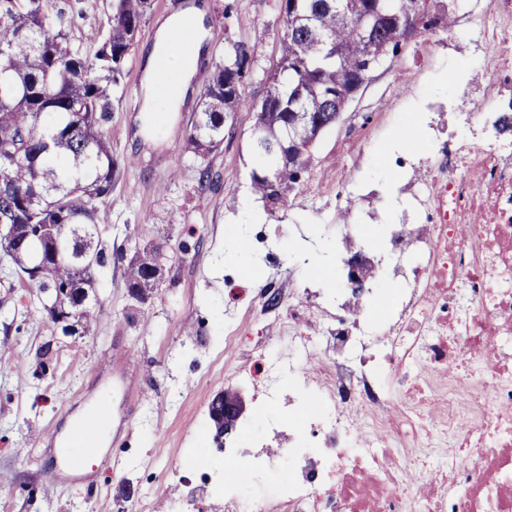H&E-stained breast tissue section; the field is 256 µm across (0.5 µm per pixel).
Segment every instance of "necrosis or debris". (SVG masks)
Masks as SVG:
<instances>
[{
	"mask_svg": "<svg viewBox=\"0 0 512 512\" xmlns=\"http://www.w3.org/2000/svg\"><path fill=\"white\" fill-rule=\"evenodd\" d=\"M467 35L484 78L460 85L448 118L472 139L439 142L431 182L405 183L413 208L386 229L389 263L347 233L339 277L359 255L365 285L339 286L332 311L299 292L287 354L239 366L226 337L232 378L289 414L266 417L256 447L226 436L223 468L180 459L206 480L251 459L224 512H512V146L498 127L512 110V0H490ZM382 279L406 290L395 309L372 306ZM284 465L288 482L259 489Z\"/></svg>",
	"mask_w": 512,
	"mask_h": 512,
	"instance_id": "1",
	"label": "necrosis or debris"
}]
</instances>
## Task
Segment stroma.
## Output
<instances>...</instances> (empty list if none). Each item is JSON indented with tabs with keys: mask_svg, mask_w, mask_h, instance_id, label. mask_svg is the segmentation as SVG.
<instances>
[{
	"mask_svg": "<svg viewBox=\"0 0 512 512\" xmlns=\"http://www.w3.org/2000/svg\"><path fill=\"white\" fill-rule=\"evenodd\" d=\"M74 5L80 17L71 34L94 55L93 33L111 24L110 0ZM192 6L207 19L200 75L228 41L245 42L253 74L244 94L257 101L279 60L283 29L276 0H152L103 126L113 154L128 166L98 211L107 262L89 293L97 314L86 333L67 336L48 323L34 290L0 258V512H171L185 494L179 459L189 452L206 455L209 403L235 385L224 371L225 325L248 324L250 335L278 343L285 324L268 304L269 290L284 295L295 283L324 285L291 260L289 246L303 244L313 255L335 246L346 225L360 223L359 197L372 191L383 195L378 223H395L409 200L398 193L389 166L424 161L434 152L430 139L409 141L403 151L396 146L401 131L429 121L430 104L447 103L461 76L457 55L422 33L373 74L315 146L287 208L267 216L265 249L247 254L259 283L238 294L240 264L229 257L227 243L251 231L250 211L264 209L250 188L251 112H238L220 149L200 159L186 148L204 89L200 76L161 131H152L143 110L159 25ZM205 168L213 181L203 188ZM146 214L153 223L141 224ZM145 238L161 246L165 278L152 303L140 305L128 296L122 257ZM109 375L126 377L136 388L127 419L121 391L112 392V420L122 425L123 445L101 439L98 452L88 456L86 483L50 484L59 460L45 435L64 436L66 425L90 410Z\"/></svg>",
	"mask_w": 512,
	"mask_h": 512,
	"instance_id": "35a3bbf8",
	"label": "stroma"
}]
</instances>
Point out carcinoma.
Instances as JSON below:
<instances>
[{"mask_svg":"<svg viewBox=\"0 0 512 512\" xmlns=\"http://www.w3.org/2000/svg\"><path fill=\"white\" fill-rule=\"evenodd\" d=\"M285 29L277 68L267 76L261 107L243 91L225 90L232 75L246 82L252 59L243 42L229 45L213 62L202 109L187 133L188 150L201 159L224 140V114L242 110L275 112L269 133L281 135L290 112H335L345 101V81L359 65L364 46L351 20L368 9L395 14L410 0H278ZM151 0H111L112 24L94 56H88L68 30V0H0V224H41L39 236L20 231L5 251L16 274L39 261L43 275L33 287L64 288L75 282L94 287L95 267L104 263L98 248L99 204L112 194L126 163L112 154L103 125L122 83ZM304 15L319 18L318 31L286 30ZM277 166L269 150L254 151L252 193L274 206H288L293 180L281 171L278 186L267 181ZM126 263V282L147 290L143 263Z\"/></svg>","mask_w":512,"mask_h":512,"instance_id":"obj_1","label":"carcinoma"}]
</instances>
